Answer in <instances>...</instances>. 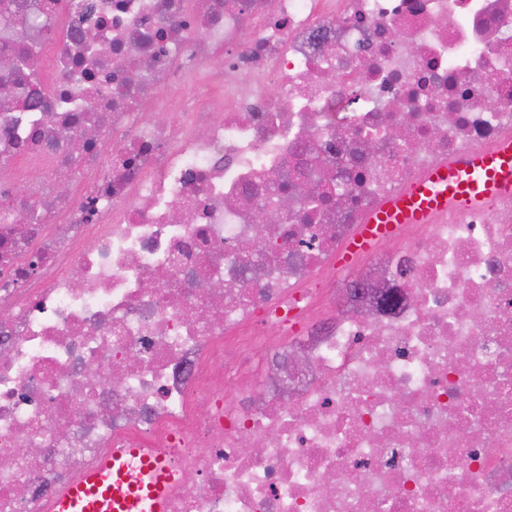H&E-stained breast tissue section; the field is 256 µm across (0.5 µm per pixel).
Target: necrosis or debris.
Listing matches in <instances>:
<instances>
[{
	"label": "necrosis or debris",
	"mask_w": 512,
	"mask_h": 512,
	"mask_svg": "<svg viewBox=\"0 0 512 512\" xmlns=\"http://www.w3.org/2000/svg\"><path fill=\"white\" fill-rule=\"evenodd\" d=\"M1 56L0 512L115 448L165 512H512V194L336 264L512 140V0H0Z\"/></svg>",
	"instance_id": "obj_1"
}]
</instances>
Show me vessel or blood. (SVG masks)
Returning a JSON list of instances; mask_svg holds the SVG:
<instances>
[{
	"mask_svg": "<svg viewBox=\"0 0 512 512\" xmlns=\"http://www.w3.org/2000/svg\"><path fill=\"white\" fill-rule=\"evenodd\" d=\"M512 192V140L432 169L409 190L388 199L369 217V225L342 252L371 250L375 242L406 224H425L448 208L483 204ZM172 478L170 462L137 448L113 450L95 469L72 484L53 504V512H163Z\"/></svg>",
	"mask_w": 512,
	"mask_h": 512,
	"instance_id": "obj_1",
	"label": "vessel or blood"
}]
</instances>
